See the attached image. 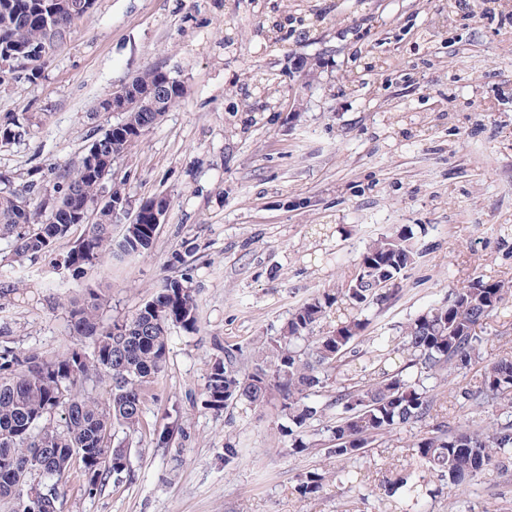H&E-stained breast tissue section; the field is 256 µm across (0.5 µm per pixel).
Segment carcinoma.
<instances>
[{
    "label": "carcinoma",
    "mask_w": 512,
    "mask_h": 512,
    "mask_svg": "<svg viewBox=\"0 0 512 512\" xmlns=\"http://www.w3.org/2000/svg\"><path fill=\"white\" fill-rule=\"evenodd\" d=\"M57 2L0 0V51L47 43L44 22ZM181 96L173 82L156 110L127 113L126 126L111 132L113 140L103 151L105 164L127 153ZM60 179L62 204L72 199L89 205L105 185L85 157ZM43 207L42 202L32 207L31 199L9 179L0 180V240L13 245L14 261L20 264L42 258L73 222L69 218L65 224H47L39 219ZM83 227L80 240L57 263L73 276L110 254L137 256L149 249L155 236L152 224H130L116 241L112 214L104 211ZM411 239V230L402 229L372 241L359 261L368 280L352 288H325L296 306L278 335L259 344L251 371H241L231 349L209 367L207 406L220 410L244 400L261 408L278 401L295 452L315 446L310 422L336 410L325 451L345 466L334 475L300 474L305 495L320 491L332 478L358 482L359 473L347 464L355 462L361 450L386 443L397 428H413L433 418L435 386L429 381L450 371L471 373L461 397L512 412V353L487 356V339L477 333L512 299L508 289L490 277L480 274L452 289L447 301L428 307L397 336L366 335L365 311L386 305L394 292L374 287L375 280L397 281L414 265L417 252ZM100 310L101 297L93 291L66 307L74 342L55 357L0 342V498L16 494L18 478L35 465L42 469L45 486L58 496L65 474L75 464L84 472L90 494L107 478L118 481L129 474L128 448L142 425L145 391L164 372L169 331L173 326L198 331L197 307L188 285L168 279L130 318L105 324ZM333 311L336 327L316 333ZM336 370L348 377L336 394L327 395L326 378ZM409 447V461L400 465L395 478L384 481L385 507H395L391 497L400 491L408 507L424 512V500L445 492L448 512H454L468 481L509 460L512 423L456 429L440 423L414 435ZM434 480L439 485L432 489Z\"/></svg>",
    "instance_id": "carcinoma-1"
}]
</instances>
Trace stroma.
<instances>
[{
    "label": "stroma",
    "instance_id": "stroma-1",
    "mask_svg": "<svg viewBox=\"0 0 512 512\" xmlns=\"http://www.w3.org/2000/svg\"><path fill=\"white\" fill-rule=\"evenodd\" d=\"M368 24V38L356 28ZM158 66L185 94L112 166L132 203L169 201L149 251L106 257L77 277L50 256L12 260L0 241V337L51 357L72 344L64 305L89 290L102 320L131 317L165 279L188 278L197 332L170 330L167 365L152 385L131 470L88 493L79 466L59 512H380V484L410 458L412 434L357 462L365 480L301 495L299 474L335 471L323 448L293 453L276 405L205 404L209 364L236 348L252 356L289 312L324 288H343L368 242L413 233L417 262L401 293L371 308L369 335L444 301L482 273L512 288V0H94L37 74L0 72V123L21 139L0 143V174L17 189L37 179L54 199L116 116L103 96ZM439 380L449 426L498 419ZM168 447L156 444L166 428ZM240 450L225 465L224 442ZM427 512H512V466L478 474L456 506Z\"/></svg>",
    "mask_w": 512,
    "mask_h": 512
}]
</instances>
